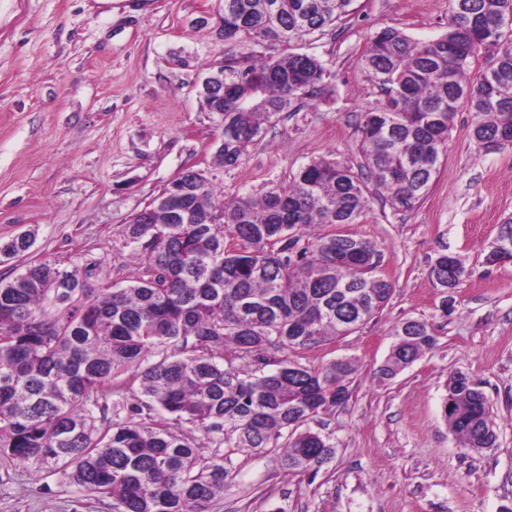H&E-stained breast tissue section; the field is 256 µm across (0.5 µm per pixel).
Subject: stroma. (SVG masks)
Wrapping results in <instances>:
<instances>
[{"mask_svg": "<svg viewBox=\"0 0 512 512\" xmlns=\"http://www.w3.org/2000/svg\"><path fill=\"white\" fill-rule=\"evenodd\" d=\"M221 12L218 0H0V242L34 230L26 259L86 268L92 286L122 288L136 271L126 224L183 169L202 171L224 200L261 197L329 154L358 165L359 117L384 101L361 70L370 37L394 27L436 39L448 0H352L342 20L298 41L330 70L331 92L279 113L232 169L211 163L220 131L198 95L207 69L250 49L224 41ZM471 122V112H456L439 172L414 209L374 193L346 227L381 250L389 303L357 332L294 353L311 366L357 363L348 399L317 424L334 439V457L297 476L278 452L236 450L231 433L178 424L203 456H231L211 512L512 507V262L486 261L512 217V147H478ZM442 251L466 270L449 292L430 275ZM407 319L431 324L435 344L395 378H380L394 327ZM458 371L493 412L497 442L480 453L461 447L442 416L445 384ZM116 384L107 420L157 421L132 374ZM0 512H112V502L0 459Z\"/></svg>", "mask_w": 512, "mask_h": 512, "instance_id": "35a3bbf8", "label": "stroma"}]
</instances>
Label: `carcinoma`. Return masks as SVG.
I'll list each match as a JSON object with an SVG mask.
<instances>
[{
	"label": "carcinoma",
	"mask_w": 512,
	"mask_h": 512,
	"mask_svg": "<svg viewBox=\"0 0 512 512\" xmlns=\"http://www.w3.org/2000/svg\"><path fill=\"white\" fill-rule=\"evenodd\" d=\"M222 2L224 40L283 47L276 59L256 50L224 59V96L213 108L224 114V166L236 167L278 113L329 91L322 61L292 44L342 19L351 0ZM509 14L512 0H449L447 30L434 40L381 29L361 68L386 100L360 116V164L319 157L285 187L224 203L186 170L188 191L161 193L164 202L126 225L139 260L126 287L92 288L88 270L34 261L0 279V456L36 475L61 471L79 490L112 500V512H210L230 457L206 458L195 439L161 424L96 425L114 381L132 370L148 409L205 433L228 426L234 447L280 448L283 468L317 473L336 444L310 422L347 400L357 366L341 358L311 368L288 352L356 332L392 293L377 245L332 228L365 214L370 183L393 207L414 208L463 105L473 113L475 143L512 145V23L501 22ZM483 52L487 67L469 77ZM249 81L264 84L265 94L246 96ZM228 235L240 247L226 246ZM33 244L21 233L0 243V256L22 258ZM463 274L446 253L431 269L444 289ZM394 336L378 369L385 379L435 342L430 325L415 319ZM153 354L160 359L148 361ZM253 364L257 372L246 371ZM442 413L464 447L495 445L486 397L466 374L448 379Z\"/></svg>",
	"instance_id": "obj_1"
}]
</instances>
